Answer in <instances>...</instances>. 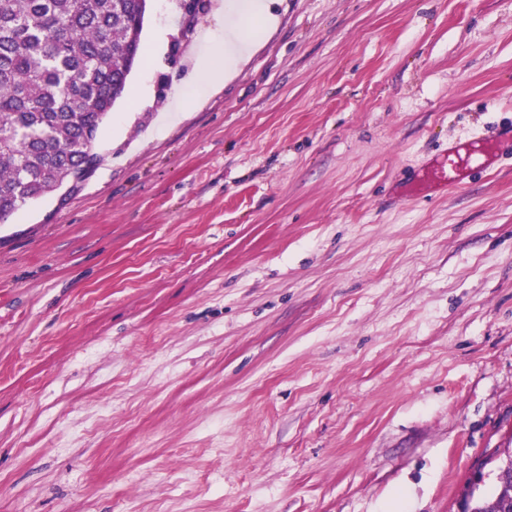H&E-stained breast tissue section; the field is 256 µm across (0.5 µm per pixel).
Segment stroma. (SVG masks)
Returning <instances> with one entry per match:
<instances>
[{
    "label": "stroma",
    "mask_w": 512,
    "mask_h": 512,
    "mask_svg": "<svg viewBox=\"0 0 512 512\" xmlns=\"http://www.w3.org/2000/svg\"><path fill=\"white\" fill-rule=\"evenodd\" d=\"M216 2L151 0L95 168L0 223V512H459L512 448V0H266L201 92ZM263 0H257L252 13L236 27L224 40L222 35H214L211 38V51L214 55L224 57V67L209 63L205 65L196 76L207 88H216L228 81L232 75L230 63L234 60L243 61L253 47V40L246 33V22L255 19L260 22L263 29L271 27L275 19L268 12ZM448 177L440 176L438 183L454 187L464 179V173L471 170L479 173L484 168L482 152L477 149L462 151L457 146L448 149Z\"/></svg>",
    "instance_id": "35a3bbf8"
}]
</instances>
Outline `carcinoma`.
Instances as JSON below:
<instances>
[{
  "label": "carcinoma",
  "instance_id": "carcinoma-1",
  "mask_svg": "<svg viewBox=\"0 0 512 512\" xmlns=\"http://www.w3.org/2000/svg\"><path fill=\"white\" fill-rule=\"evenodd\" d=\"M146 0H0V221L96 158L98 132L141 55ZM512 512V484L470 494Z\"/></svg>",
  "mask_w": 512,
  "mask_h": 512
}]
</instances>
